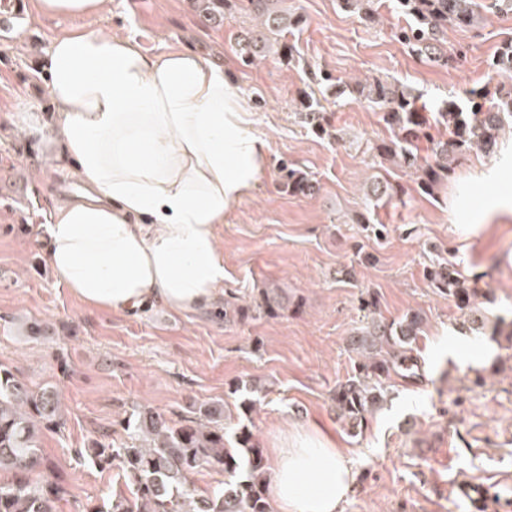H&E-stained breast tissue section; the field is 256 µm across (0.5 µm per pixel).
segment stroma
<instances>
[{
	"label": "stroma",
	"mask_w": 512,
	"mask_h": 512,
	"mask_svg": "<svg viewBox=\"0 0 512 512\" xmlns=\"http://www.w3.org/2000/svg\"><path fill=\"white\" fill-rule=\"evenodd\" d=\"M471 27L448 26L442 47L454 66L416 59L395 37L406 17L395 0H378L381 21L365 24L338 0H282L300 15L287 34L293 59L270 54L245 64L236 34L253 20L229 0L223 26L202 24L189 0H112L97 17H52L30 11L0 36V365L32 389L57 387L64 423L45 427L39 446L48 474L66 489L60 512H96L131 490L117 464L79 457L99 441L121 446V421L149 405L178 421L192 406L220 402L224 426H248L263 450L281 433L318 424L349 457L356 483L341 512H471L454 487H488L498 512H512V343L466 326L467 313L435 293L425 277L442 258L476 280L489 319L512 321V133L497 175L488 156L460 155L433 194L373 151L389 132L378 110L341 92L355 79L386 78L406 86L427 111L465 100L485 84L512 86V73L489 64L512 37V12L479 0ZM131 36L147 53L186 45L222 59L250 104L252 132L269 143L260 182L230 211L219 231L224 252V304L175 313L163 306L114 313L82 303L47 261L44 226L70 175L29 127L31 115L54 120L44 72L50 42L74 30ZM333 76L331 88L310 73ZM317 98L331 133L312 132L300 115L303 94ZM289 164L314 184L308 195L285 192L279 167ZM388 179L400 199L374 201L368 183ZM386 227L375 237L361 213ZM278 285L287 304L273 314L252 306ZM378 295L385 321L424 316L413 346V379L394 374L382 408L351 434L332 402L351 376L348 339L364 326L361 300ZM247 308L225 318V306ZM41 332L29 333L32 322ZM256 401L239 407L241 389Z\"/></svg>",
	"instance_id": "35a3bbf8"
}]
</instances>
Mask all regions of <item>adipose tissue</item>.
<instances>
[{"label":"adipose tissue","instance_id":"ef3b65f1","mask_svg":"<svg viewBox=\"0 0 512 512\" xmlns=\"http://www.w3.org/2000/svg\"><path fill=\"white\" fill-rule=\"evenodd\" d=\"M57 113L33 133L87 193L56 209L47 259L85 304L114 312L211 306L224 292L216 229L264 173L269 146L224 67L192 47L143 53L78 30L45 57ZM273 512H340L354 469L320 427L273 450Z\"/></svg>","mask_w":512,"mask_h":512}]
</instances>
